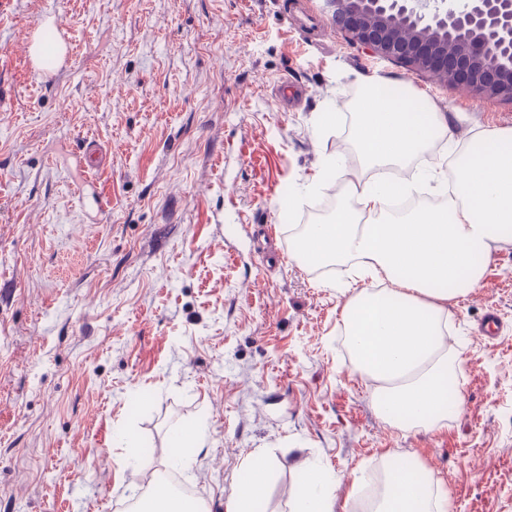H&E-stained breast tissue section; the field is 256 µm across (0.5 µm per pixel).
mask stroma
<instances>
[{
    "label": "stroma",
    "mask_w": 512,
    "mask_h": 512,
    "mask_svg": "<svg viewBox=\"0 0 512 512\" xmlns=\"http://www.w3.org/2000/svg\"><path fill=\"white\" fill-rule=\"evenodd\" d=\"M51 14L73 60L38 75L24 46ZM370 78L427 95L459 144L512 129V103L373 57L325 0H0V512H125L189 420L204 445L182 478L209 512L258 450L266 512H290L303 464L370 479L390 453L441 480L448 512H512V242L450 303L461 409L409 432L350 364L348 267L293 258V225L339 197L307 187L351 164ZM285 79L302 91L288 106ZM90 143L95 173L76 161ZM262 225L283 254L270 265ZM489 309L502 329L483 342ZM129 427L154 450L139 466Z\"/></svg>",
    "instance_id": "stroma-1"
}]
</instances>
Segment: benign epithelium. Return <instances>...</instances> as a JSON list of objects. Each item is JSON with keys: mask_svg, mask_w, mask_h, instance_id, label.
I'll return each mask as SVG.
<instances>
[{"mask_svg": "<svg viewBox=\"0 0 512 512\" xmlns=\"http://www.w3.org/2000/svg\"><path fill=\"white\" fill-rule=\"evenodd\" d=\"M336 31L452 88L512 103V0H331Z\"/></svg>", "mask_w": 512, "mask_h": 512, "instance_id": "7a95c632", "label": "benign epithelium"}]
</instances>
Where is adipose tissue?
<instances>
[{"label": "adipose tissue", "mask_w": 512, "mask_h": 512, "mask_svg": "<svg viewBox=\"0 0 512 512\" xmlns=\"http://www.w3.org/2000/svg\"><path fill=\"white\" fill-rule=\"evenodd\" d=\"M392 85L370 80L354 104L358 159L370 177L356 185L349 181L355 168L330 169L325 187H343L346 199L323 222L296 234L293 252L316 268L349 265L342 326L353 368L376 383L375 414L407 432L446 425L449 409L462 405L449 364L448 303L476 288L496 244L512 241V131L482 128L459 148L445 113L394 94ZM439 141L453 158L442 200L387 215L388 200L406 190L389 170ZM203 442L201 424L174 427L170 465L190 467ZM270 472L264 453L249 454L226 512H262ZM336 482L331 473L305 466L292 512H334ZM368 512H448V492L421 464L392 453L385 490Z\"/></svg>", "instance_id": "1"}]
</instances>
